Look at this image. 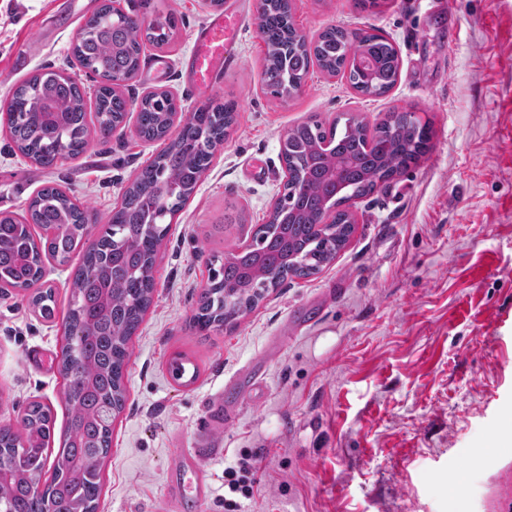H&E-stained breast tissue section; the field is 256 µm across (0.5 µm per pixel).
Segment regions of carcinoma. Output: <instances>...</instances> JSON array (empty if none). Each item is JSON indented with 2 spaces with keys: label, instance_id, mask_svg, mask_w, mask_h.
I'll return each instance as SVG.
<instances>
[{
  "label": "carcinoma",
  "instance_id": "cac0c4a2",
  "mask_svg": "<svg viewBox=\"0 0 512 512\" xmlns=\"http://www.w3.org/2000/svg\"><path fill=\"white\" fill-rule=\"evenodd\" d=\"M290 11V0H267L259 14L266 48L262 81L271 94L291 91L315 65L345 75L364 97H383L396 85L401 61L387 37L368 31L351 37L330 27L310 45L297 39ZM177 26L172 12L145 26L113 12L104 0L71 53L87 73L132 77L140 70L143 45L170 44ZM48 102L58 112L52 119L44 112ZM0 112L7 116L16 149L51 169L62 150L71 156L84 152L92 133L108 141L125 125L128 102L116 91L98 92L91 131L76 78L47 70L17 85L0 102ZM136 112L137 130L149 141L167 138L174 114L183 118L177 136L126 188L97 245L84 252L73 273L60 359L67 424L57 454L51 455L55 417L50 406L32 402L20 428L0 425V467L12 474L0 484V512H96L112 421L124 406L128 343L152 300L153 267L167 220L195 191L235 125L238 105L230 101L186 113L160 90L143 97ZM429 141L427 125L399 110L372 127L344 114L329 124L308 120L290 128L282 145L288 181L252 244L214 257L219 268L198 295L193 327L201 333L235 326L285 280L308 278L331 264L354 232L343 205L417 162ZM89 225L87 208L57 185L37 193L23 222L0 212V291L31 288L44 275L47 254L67 263Z\"/></svg>",
  "mask_w": 512,
  "mask_h": 512
}]
</instances>
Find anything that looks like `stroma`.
<instances>
[{
    "label": "stroma",
    "mask_w": 512,
    "mask_h": 512,
    "mask_svg": "<svg viewBox=\"0 0 512 512\" xmlns=\"http://www.w3.org/2000/svg\"><path fill=\"white\" fill-rule=\"evenodd\" d=\"M51 2L0 0V100L43 69H70V47L103 0H77L74 15L49 21ZM154 2L179 17L175 43L145 45L121 93L167 90L188 110L232 100L238 120L162 242L97 512H163L167 471L185 448L207 449L211 477L188 512H224V468L244 450L258 457L245 512H512V0H388L376 13L355 0H291L308 41L339 25L395 44L400 76L376 99L317 67L292 96L270 94L258 0ZM221 12L242 18L237 62L203 97L185 58L196 28ZM394 107L431 125V149L350 202L355 232L336 260L269 292L237 327L191 330L213 255L248 244L283 188L286 131L343 112L372 123ZM161 148L138 136L131 112L108 142L45 171L0 131V211L25 214L53 182L104 223ZM72 270L45 262L50 320L27 292H0V423L17 424L37 400L64 427L55 357ZM177 351L200 370L186 385L167 371ZM219 401L234 412L221 426Z\"/></svg>",
    "instance_id": "1"
}]
</instances>
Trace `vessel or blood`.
Returning a JSON list of instances; mask_svg holds the SVG:
<instances>
[{"label":"vessel or blood","mask_w":512,"mask_h":512,"mask_svg":"<svg viewBox=\"0 0 512 512\" xmlns=\"http://www.w3.org/2000/svg\"><path fill=\"white\" fill-rule=\"evenodd\" d=\"M235 34V27L229 26L221 14L211 17L196 30L187 68L190 83L197 91L209 92L224 68L234 64L229 47ZM166 488L178 512L206 499L210 482L201 454L194 450L181 451L167 473Z\"/></svg>","instance_id":"1"}]
</instances>
